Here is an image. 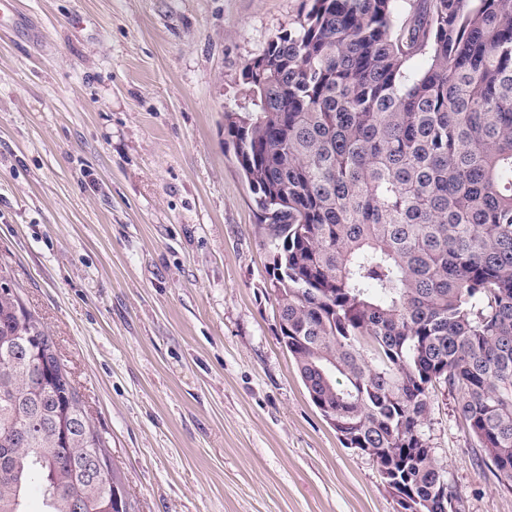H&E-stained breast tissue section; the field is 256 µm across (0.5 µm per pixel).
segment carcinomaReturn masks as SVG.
I'll list each match as a JSON object with an SVG mask.
<instances>
[{"mask_svg":"<svg viewBox=\"0 0 512 512\" xmlns=\"http://www.w3.org/2000/svg\"><path fill=\"white\" fill-rule=\"evenodd\" d=\"M224 112L271 229L279 342L405 512H451L431 389L512 487V0H303ZM137 512L0 266V512Z\"/></svg>","mask_w":512,"mask_h":512,"instance_id":"cac0c4a2","label":"carcinoma"}]
</instances>
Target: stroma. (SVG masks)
<instances>
[{
	"mask_svg": "<svg viewBox=\"0 0 512 512\" xmlns=\"http://www.w3.org/2000/svg\"><path fill=\"white\" fill-rule=\"evenodd\" d=\"M0 17V265L138 512H396L278 340L268 236L224 112L302 0H17ZM457 512H512L438 386Z\"/></svg>",
	"mask_w": 512,
	"mask_h": 512,
	"instance_id": "obj_1",
	"label": "stroma"
}]
</instances>
